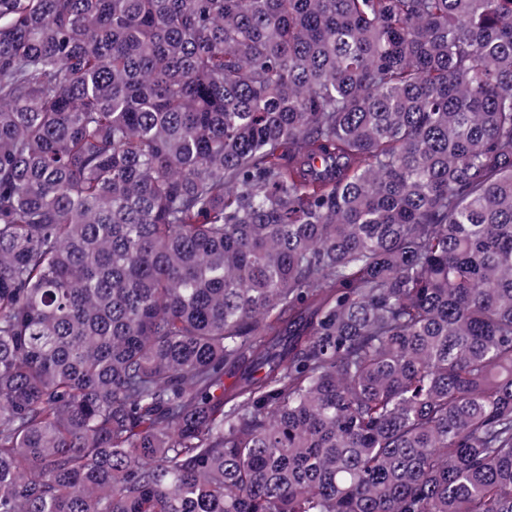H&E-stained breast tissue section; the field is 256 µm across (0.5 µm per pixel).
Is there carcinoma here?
<instances>
[{"label": "carcinoma", "mask_w": 512, "mask_h": 512, "mask_svg": "<svg viewBox=\"0 0 512 512\" xmlns=\"http://www.w3.org/2000/svg\"><path fill=\"white\" fill-rule=\"evenodd\" d=\"M0 512H512V0H0Z\"/></svg>", "instance_id": "carcinoma-1"}]
</instances>
